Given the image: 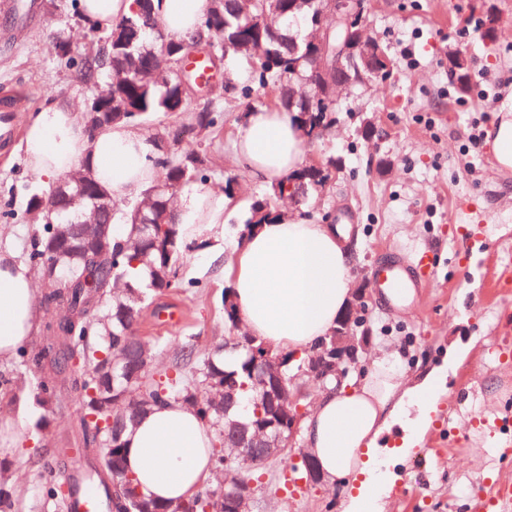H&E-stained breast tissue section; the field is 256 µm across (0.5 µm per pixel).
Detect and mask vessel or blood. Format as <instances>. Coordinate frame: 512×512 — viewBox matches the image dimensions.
Returning <instances> with one entry per match:
<instances>
[{
  "instance_id": "vessel-or-blood-1",
  "label": "vessel or blood",
  "mask_w": 512,
  "mask_h": 512,
  "mask_svg": "<svg viewBox=\"0 0 512 512\" xmlns=\"http://www.w3.org/2000/svg\"><path fill=\"white\" fill-rule=\"evenodd\" d=\"M17 130V103L10 97H2L0 147L9 148ZM434 271L435 259L431 252L425 251L413 256L393 253L375 267L372 282L378 297L387 304L406 305L412 301L415 289L427 287ZM62 480L71 488L66 512H103V502L86 486L83 472H64ZM477 500L482 512H512V481L489 483L478 494Z\"/></svg>"
}]
</instances>
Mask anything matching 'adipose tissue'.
I'll list each match as a JSON object with an SVG mask.
<instances>
[{
  "label": "adipose tissue",
  "instance_id": "adipose-tissue-1",
  "mask_svg": "<svg viewBox=\"0 0 512 512\" xmlns=\"http://www.w3.org/2000/svg\"><path fill=\"white\" fill-rule=\"evenodd\" d=\"M208 0H153L162 27L192 37ZM28 167L52 183L86 164L114 196L139 199L157 178L156 151L131 124L89 134L68 103L32 113L26 135ZM235 159L258 183H281L304 164L296 113L263 108L240 126ZM229 197L210 191L184 194L175 221L184 243L224 242ZM347 230L333 224L274 218L236 244L229 261L232 296L249 335L276 349L300 351L335 327L351 297L353 254ZM43 315L34 274L11 251H0V360L15 355L36 333ZM444 369L408 384L387 358L329 389L302 423V439L329 485H341L343 512H380L395 481L391 466L412 456L416 437L432 423ZM126 468L150 499L179 500L211 473L212 434L189 406L170 402L140 416L123 437Z\"/></svg>",
  "mask_w": 512,
  "mask_h": 512
}]
</instances>
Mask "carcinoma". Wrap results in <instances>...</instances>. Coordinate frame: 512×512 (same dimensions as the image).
Returning a JSON list of instances; mask_svg holds the SVG:
<instances>
[{
    "label": "carcinoma",
    "instance_id": "obj_1",
    "mask_svg": "<svg viewBox=\"0 0 512 512\" xmlns=\"http://www.w3.org/2000/svg\"><path fill=\"white\" fill-rule=\"evenodd\" d=\"M209 2L199 31L189 39L167 33L155 18L152 0H142L136 14L114 21L109 30L88 25L103 42L100 49L88 46L76 54L71 41L57 44L58 59L77 80L95 84L100 69L109 71L108 80L86 104L83 119L90 134L122 122L141 127L158 113L183 114L185 132L197 140L194 147L174 151L166 146L164 134L149 131L150 142L162 153L160 175L138 203H118L82 166L62 177L63 189L55 183L45 192L30 193L26 203L35 226L28 264L47 313L44 326L82 317L71 346L56 354L55 365L65 369L75 354L84 361V368L65 375L63 382L81 399L82 456L93 464L108 500L107 512H224V494L233 490L226 477L261 484L264 459H228L225 437H250L256 428L273 423L288 431V413L281 410L277 396L282 392L295 397L293 379L301 374L308 355L305 350L295 357L245 333L235 353L222 344L202 352L196 337L185 336L177 361L168 370H158L156 359L163 346L135 333L153 299L203 287L196 279H184L181 267L204 245L183 244L173 214L184 187L211 182L206 139L224 128V102L237 99L249 109L259 102L293 110L306 128L308 143L320 139L334 123L336 90L327 86L325 102L317 108L305 101L299 76L311 75L313 40L327 30L331 39H344L348 27L338 28L336 20L322 16L319 0ZM295 2L299 7L288 11ZM201 39L211 40L224 77L221 95L212 89L211 96L195 103L182 86L178 61L188 58ZM377 49L372 80L382 81L391 77L393 67L386 48L379 44ZM231 57L248 63L247 83L240 85L227 73ZM296 62L299 76L293 69ZM306 172L300 169L256 200L240 236H248L271 217L284 216L278 201L292 198L288 184L298 187L303 182L311 193L323 189V181L306 177ZM135 262L147 271L142 285L131 280ZM223 312L225 321L237 327L229 288L224 290ZM43 360V352L20 348L10 373L0 375V390L15 399L31 392L39 405H54L57 390L46 388L36 375ZM170 401L194 408L214 438L215 482L174 503L141 495L126 471L123 446V435L140 416ZM109 448L110 459L105 456Z\"/></svg>",
    "mask_w": 512,
    "mask_h": 512
}]
</instances>
